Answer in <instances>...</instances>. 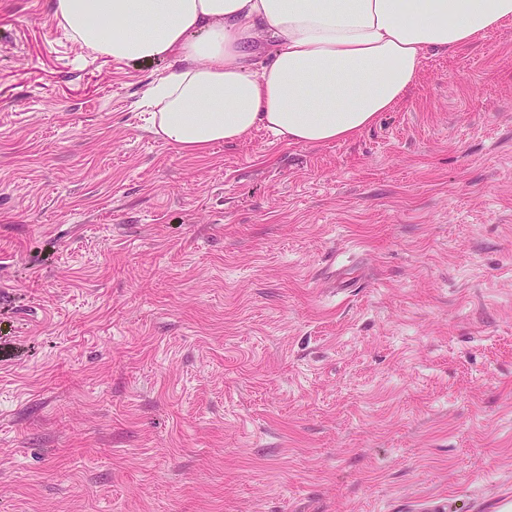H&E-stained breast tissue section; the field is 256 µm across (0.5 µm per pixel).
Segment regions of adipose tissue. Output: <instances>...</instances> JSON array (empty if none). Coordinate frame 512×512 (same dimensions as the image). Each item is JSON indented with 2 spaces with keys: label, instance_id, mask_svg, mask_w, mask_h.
I'll use <instances>...</instances> for the list:
<instances>
[{
  "label": "adipose tissue",
  "instance_id": "adipose-tissue-1",
  "mask_svg": "<svg viewBox=\"0 0 512 512\" xmlns=\"http://www.w3.org/2000/svg\"><path fill=\"white\" fill-rule=\"evenodd\" d=\"M53 12L91 54L173 61L150 89L153 129L194 154L259 127L304 146L351 138L403 99L429 53L512 23V0H53Z\"/></svg>",
  "mask_w": 512,
  "mask_h": 512
}]
</instances>
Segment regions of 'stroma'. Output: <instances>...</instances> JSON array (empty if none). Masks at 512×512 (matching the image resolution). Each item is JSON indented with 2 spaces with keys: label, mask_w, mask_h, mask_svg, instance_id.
<instances>
[{
  "label": "stroma",
  "mask_w": 512,
  "mask_h": 512,
  "mask_svg": "<svg viewBox=\"0 0 512 512\" xmlns=\"http://www.w3.org/2000/svg\"><path fill=\"white\" fill-rule=\"evenodd\" d=\"M168 67L0 0V512H500L512 24L317 146L183 152Z\"/></svg>",
  "instance_id": "35a3bbf8"
}]
</instances>
